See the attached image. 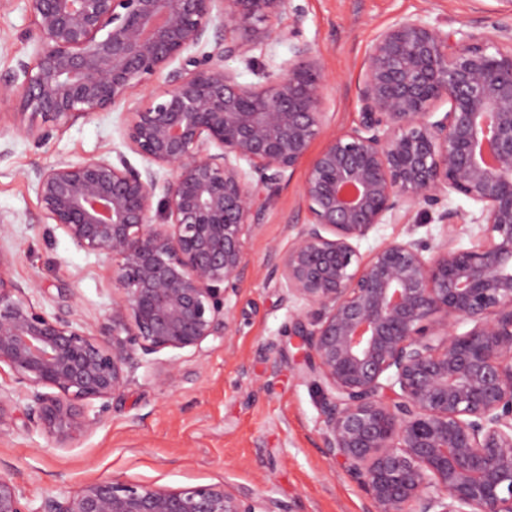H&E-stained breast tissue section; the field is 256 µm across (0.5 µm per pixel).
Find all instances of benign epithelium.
Segmentation results:
<instances>
[{"mask_svg": "<svg viewBox=\"0 0 512 512\" xmlns=\"http://www.w3.org/2000/svg\"><path fill=\"white\" fill-rule=\"evenodd\" d=\"M28 6L34 55L0 81L9 116H29L27 136L44 137L39 119L67 127L163 80L124 127L143 170L107 152L34 170L46 223L115 260L119 293L98 333L47 313L0 251V365L34 426L64 448L146 357L234 336L226 296L246 270L261 190L322 139L301 185L308 222L278 263L280 288L300 310L291 335L321 390L322 447L363 488L370 512H512V25L490 36L421 16L396 21L365 54L358 124L333 128L328 78L292 0ZM211 35L214 51L194 56ZM273 38L288 41L292 58L262 82L243 84L224 66L254 64L250 53ZM452 194L475 211L448 208ZM415 211L441 225L438 242L393 240L362 258L371 230ZM154 363L161 384L179 382L173 362ZM14 404L0 386V426ZM0 512L283 510L223 484L113 477L33 509L1 475Z\"/></svg>", "mask_w": 512, "mask_h": 512, "instance_id": "benign-epithelium-1", "label": "benign epithelium"}]
</instances>
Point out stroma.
<instances>
[{"label": "stroma", "instance_id": "stroma-1", "mask_svg": "<svg viewBox=\"0 0 512 512\" xmlns=\"http://www.w3.org/2000/svg\"><path fill=\"white\" fill-rule=\"evenodd\" d=\"M305 10L303 37L314 44L329 78L325 110L330 125L359 118L358 78L374 35L399 19L422 14L450 27L471 22L492 31L498 0H294ZM26 0L0 7V76L30 60L35 44ZM149 89L136 88L106 112L59 128L45 124L37 141L13 120L0 121V251L11 274L36 285L47 313H60L90 333L112 311L118 289L107 253L77 249L62 229L40 218L33 168L59 159L78 161L101 152L143 169L124 143L128 112ZM304 168L284 178L258 216L247 249V268L229 299L236 334L229 343L171 353L181 380L160 384L156 367L138 368L110 400L99 422L66 448L29 426L27 402L15 401L12 420L0 427V474L13 478L32 506L45 496L77 492L104 477L176 489L225 484L263 491L287 512H368L365 492L321 446L320 393L307 360L288 329L295 306L279 286L277 253L304 223ZM437 224L416 226L399 215L360 243L369 255L382 243L408 237L439 240Z\"/></svg>", "mask_w": 512, "mask_h": 512}]
</instances>
